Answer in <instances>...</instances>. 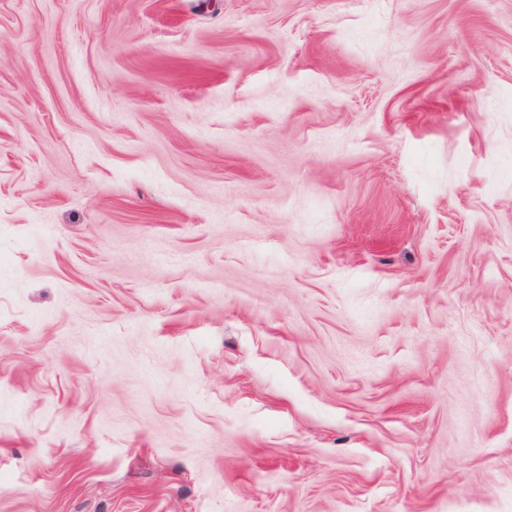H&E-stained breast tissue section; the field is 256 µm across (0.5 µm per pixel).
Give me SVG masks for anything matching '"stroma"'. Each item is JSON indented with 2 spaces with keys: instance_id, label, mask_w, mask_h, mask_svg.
Instances as JSON below:
<instances>
[{
  "instance_id": "stroma-1",
  "label": "stroma",
  "mask_w": 512,
  "mask_h": 512,
  "mask_svg": "<svg viewBox=\"0 0 512 512\" xmlns=\"http://www.w3.org/2000/svg\"><path fill=\"white\" fill-rule=\"evenodd\" d=\"M0 512H512V0H0Z\"/></svg>"
}]
</instances>
